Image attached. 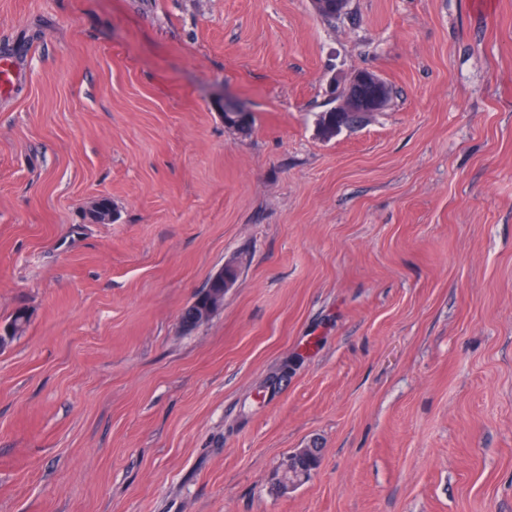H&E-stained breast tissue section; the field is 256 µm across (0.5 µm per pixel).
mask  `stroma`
Wrapping results in <instances>:
<instances>
[{
    "mask_svg": "<svg viewBox=\"0 0 512 512\" xmlns=\"http://www.w3.org/2000/svg\"><path fill=\"white\" fill-rule=\"evenodd\" d=\"M0 54V512H512V0H0ZM22 76L8 55L0 56V94L12 92L21 82ZM361 84H373L379 88L382 84V78L376 72L370 70L359 71L349 78L343 89L338 94H336L338 103L334 107L335 112H331V109H329L325 112H321L319 115L318 125L321 134L324 137H333L343 127L350 128L359 126L363 124L370 115L364 112H360V116L356 121H354L352 119L348 120L344 115L336 112H348L349 110L355 111L358 109L357 105L362 110L367 108L372 112H379L384 109V97L382 94H380V92H378L373 99L363 101L362 103L356 102L355 99L351 97L348 99L346 89L353 88ZM213 279L217 280L220 283V285H222V283H224V288L219 286V285H217V284H215V283H213L211 277L208 279L205 288H203L196 295V297H197L200 294L199 295L200 296L199 300L197 302H195V304L192 305V306H190V304H188L183 309V311L181 313L180 324H181V327L184 330H193L197 326L202 324V322L199 321L198 313H199L200 307L205 306V304H206V297H207V295L209 293L211 294L212 291H215V290H220V289L224 290L226 288H230V286L233 283L232 277L228 276L227 274L225 275L223 269H220L213 276ZM291 455L282 465L277 474V484L281 488H287L289 484L301 482L303 476H310L311 472L320 464V451L317 448H302Z\"/></svg>",
    "mask_w": 512,
    "mask_h": 512,
    "instance_id": "obj_1",
    "label": "stroma"
}]
</instances>
